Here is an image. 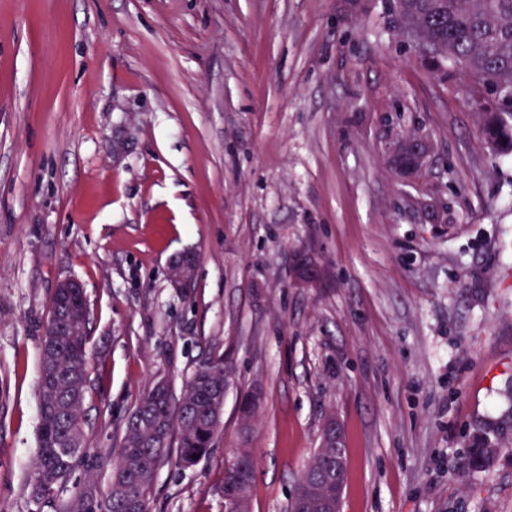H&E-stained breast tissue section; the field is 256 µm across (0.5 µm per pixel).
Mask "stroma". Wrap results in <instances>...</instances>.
Masks as SVG:
<instances>
[{"label":"stroma","instance_id":"35a3bbf8","mask_svg":"<svg viewBox=\"0 0 512 512\" xmlns=\"http://www.w3.org/2000/svg\"><path fill=\"white\" fill-rule=\"evenodd\" d=\"M468 86L390 0H0V512L30 509L40 339L69 278L96 455L45 512L104 497L148 381L182 393L214 354L223 423L198 463L160 467L150 512H224L237 448L251 512H285L328 414L342 512H512V451L462 475L488 419L512 437V158ZM403 132L432 139L425 173L389 166ZM187 249L185 298L167 265ZM253 470H254V460L252 454L248 448H240L232 461H230L224 470V486L223 492H226L231 488H233L238 478L243 473L251 474V482L248 485L247 494L245 495V502L243 505L244 510L239 512H249L250 511V503H249V493L252 484L253 478Z\"/></svg>","mask_w":512,"mask_h":512}]
</instances>
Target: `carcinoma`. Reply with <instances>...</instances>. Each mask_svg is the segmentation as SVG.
Wrapping results in <instances>:
<instances>
[{"label":"carcinoma","instance_id":"cac0c4a2","mask_svg":"<svg viewBox=\"0 0 512 512\" xmlns=\"http://www.w3.org/2000/svg\"><path fill=\"white\" fill-rule=\"evenodd\" d=\"M399 23L409 37L440 47L442 58L472 81L471 99L479 111V132L499 155L512 153V0H399ZM412 146L399 145L388 161L399 174H411L406 164ZM48 321L60 330L44 332L37 383L38 449L32 463L30 512H43L64 488L69 475L89 458L84 414L89 374V305L84 289L57 288ZM224 356L202 362L187 380L183 393L157 379L141 393L123 425L122 445L100 500L83 490L74 493L70 512H150L153 485L171 447L177 460L192 466L211 447L224 414ZM509 447L490 420L473 437L468 467H491ZM334 448H321L304 472L336 470ZM249 449H239L224 470L223 491L244 473H253Z\"/></svg>","mask_w":512,"mask_h":512}]
</instances>
